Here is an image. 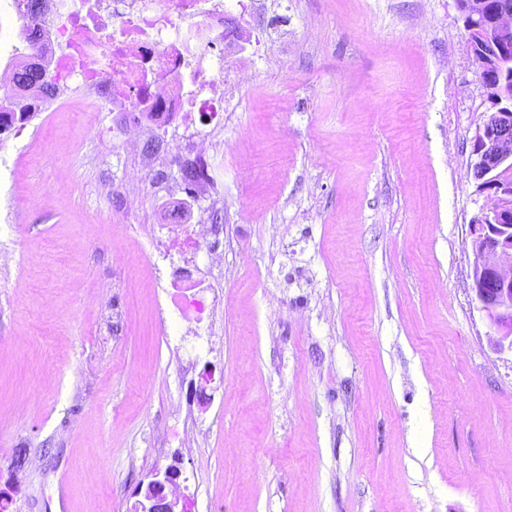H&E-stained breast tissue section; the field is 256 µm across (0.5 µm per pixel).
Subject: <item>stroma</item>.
Segmentation results:
<instances>
[{"label": "stroma", "mask_w": 512, "mask_h": 512, "mask_svg": "<svg viewBox=\"0 0 512 512\" xmlns=\"http://www.w3.org/2000/svg\"><path fill=\"white\" fill-rule=\"evenodd\" d=\"M261 26L290 50L253 56L193 193L80 87L0 135L7 512H133L172 465L195 512H512V355L472 290L491 104L456 0H274ZM215 180L218 265L172 221ZM189 271L222 302L187 336Z\"/></svg>", "instance_id": "35a3bbf8"}]
</instances>
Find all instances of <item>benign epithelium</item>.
Segmentation results:
<instances>
[{"instance_id": "obj_1", "label": "benign epithelium", "mask_w": 512, "mask_h": 512, "mask_svg": "<svg viewBox=\"0 0 512 512\" xmlns=\"http://www.w3.org/2000/svg\"><path fill=\"white\" fill-rule=\"evenodd\" d=\"M460 8L471 46L482 40L505 42L512 34V0H501L491 25L484 22L483 0H462ZM491 99L493 112L479 128L474 145L476 190L486 195L492 206L474 224L473 291L489 323L501 330L499 350L512 351V210L504 206L505 197L512 194V184L504 181L512 172V106H502L499 91L492 93ZM180 475L174 467L155 472L145 489L138 491L142 499L136 512H184L179 498L167 493Z\"/></svg>"}]
</instances>
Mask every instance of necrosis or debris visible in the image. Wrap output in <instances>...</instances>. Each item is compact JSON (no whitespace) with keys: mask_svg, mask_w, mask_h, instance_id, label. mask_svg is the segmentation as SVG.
Returning a JSON list of instances; mask_svg holds the SVG:
<instances>
[{"mask_svg":"<svg viewBox=\"0 0 512 512\" xmlns=\"http://www.w3.org/2000/svg\"><path fill=\"white\" fill-rule=\"evenodd\" d=\"M234 2L231 11L225 0H42L35 24L51 43L27 53L49 58L59 90L82 85L114 111L194 140L224 124L230 64L274 42L250 23L266 0Z\"/></svg>","mask_w":512,"mask_h":512,"instance_id":"obj_1","label":"necrosis or debris"}]
</instances>
